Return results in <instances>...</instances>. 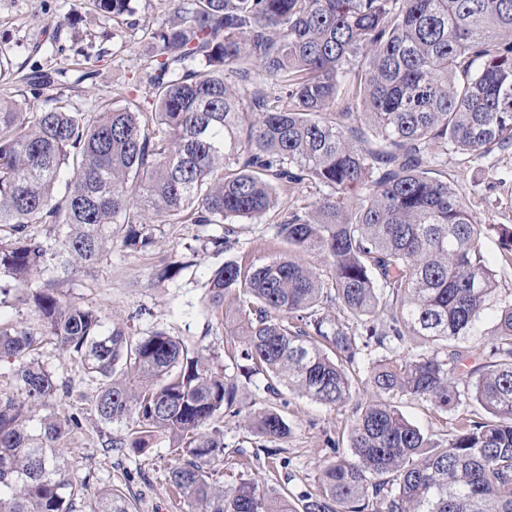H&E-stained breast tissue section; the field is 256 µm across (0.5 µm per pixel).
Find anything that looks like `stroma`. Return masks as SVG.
Listing matches in <instances>:
<instances>
[{"instance_id":"1","label":"stroma","mask_w":512,"mask_h":512,"mask_svg":"<svg viewBox=\"0 0 512 512\" xmlns=\"http://www.w3.org/2000/svg\"><path fill=\"white\" fill-rule=\"evenodd\" d=\"M131 6L133 15L115 21L94 0H0V53L10 57L8 66L0 68V91L10 88L12 74L19 67L43 64L64 70L68 81H79L80 87L60 97L45 90L38 93V100L53 98L70 111L84 112L107 103L122 106L132 97L144 99L147 77L141 58L151 49L150 33L167 24L170 5L168 0H131ZM444 171L463 188L479 223L512 225V180L507 177L512 171V152L490 161L452 155ZM146 222L158 241L155 251L112 248L93 269L62 284L63 298L130 327L134 335L162 329L227 356L240 341L230 317L208 318L201 313L210 268L229 259L258 266L285 255L286 246L273 241L268 223L259 219L235 224L237 243L221 254L214 253L207 238L223 234V225L201 229L173 224L153 212L147 213ZM171 253L195 257L196 263L175 281L148 283L151 270ZM38 361L73 384V396L54 402L56 413H67L95 393L79 360L48 345L41 349ZM397 405L433 440L444 438L455 419L454 413L436 411L422 401L401 399ZM269 406L284 417L290 434L277 441L278 455L253 459L246 472L283 493L295 512L302 495L315 492L319 465L347 452L351 410L325 407L286 391L272 395L263 379L254 377L240 389V416L224 417L220 423L227 448L219 463L225 480H235L244 472L237 464L236 449L251 452L268 447V440L245 427L242 417ZM84 426L85 433L65 443L63 453L71 473H92L89 496L113 483L135 498L137 512H180L167 484L172 460L166 442L119 453L101 447L97 436L101 424L93 411L85 412Z\"/></svg>"}]
</instances>
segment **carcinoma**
<instances>
[{"label": "carcinoma", "instance_id": "cac0c4a2", "mask_svg": "<svg viewBox=\"0 0 512 512\" xmlns=\"http://www.w3.org/2000/svg\"><path fill=\"white\" fill-rule=\"evenodd\" d=\"M169 2L143 59L152 107L29 112L28 97L0 96V279L39 321L0 325V512H136L114 485L89 498L90 474L61 458L84 416L47 411L68 385L37 362L45 344L96 383L101 447L167 442L169 489L190 512H290L265 482L217 469L216 422L240 415L225 365L59 296L112 245L151 250L149 211L199 226L266 217L288 246L213 267L205 311L234 306L241 359L267 390L354 403L350 452L319 466L302 512H512V291L465 194L434 176L450 153L512 148V0ZM95 3L131 13L130 0ZM309 185L327 192L281 218L282 197ZM486 230L512 264V225ZM297 253L328 258L329 275ZM187 267L173 255L151 278ZM473 336L494 361L460 377ZM362 361L358 381L347 367ZM361 385L377 399L358 400ZM396 397L458 410L447 437H426ZM247 421L270 440L290 431L271 408ZM480 244L484 255L493 262V267L496 271L499 288L502 293L508 292L512 289V265L502 263L498 260L500 254V245L498 237L495 233L490 232L487 235L481 234Z\"/></svg>", "mask_w": 512, "mask_h": 512}]
</instances>
